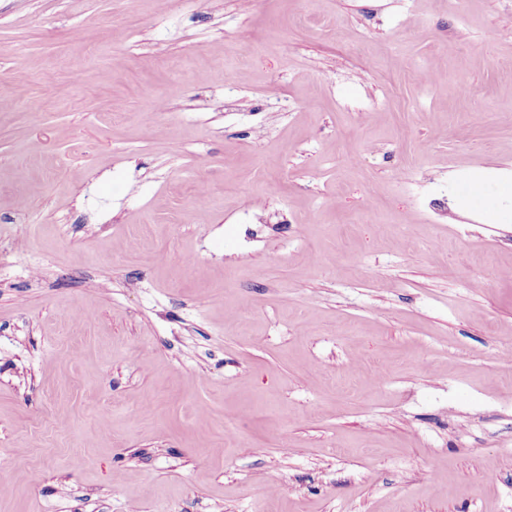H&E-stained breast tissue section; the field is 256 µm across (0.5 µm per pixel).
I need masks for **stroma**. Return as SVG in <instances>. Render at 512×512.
Masks as SVG:
<instances>
[{"label": "stroma", "instance_id": "35a3bbf8", "mask_svg": "<svg viewBox=\"0 0 512 512\" xmlns=\"http://www.w3.org/2000/svg\"><path fill=\"white\" fill-rule=\"evenodd\" d=\"M1 98L0 512H512V0H0Z\"/></svg>", "mask_w": 512, "mask_h": 512}]
</instances>
